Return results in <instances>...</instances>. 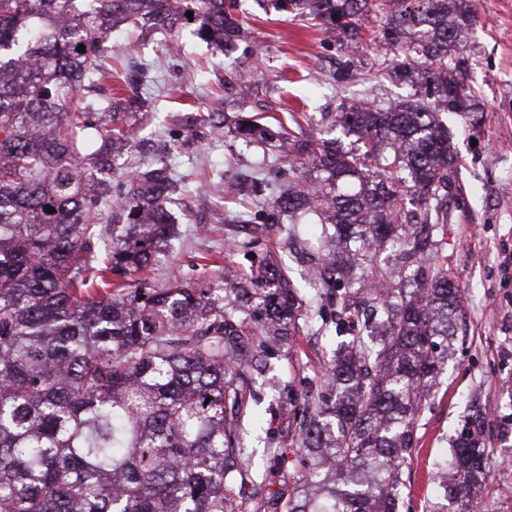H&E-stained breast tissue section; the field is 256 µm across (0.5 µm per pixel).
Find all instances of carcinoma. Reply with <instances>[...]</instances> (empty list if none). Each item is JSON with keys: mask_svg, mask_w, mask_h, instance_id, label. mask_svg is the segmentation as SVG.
Instances as JSON below:
<instances>
[{"mask_svg": "<svg viewBox=\"0 0 512 512\" xmlns=\"http://www.w3.org/2000/svg\"><path fill=\"white\" fill-rule=\"evenodd\" d=\"M271 2L355 45L382 19L376 74L421 68L430 86L425 99H354L338 137L275 155L292 184L274 202L289 243L297 225L319 228L321 247L298 252L307 306L272 261L228 288L121 280L166 249L175 185L163 161L116 169L129 116L98 95L93 57L118 20L166 32L193 19L205 41L232 44L247 30L240 0H0V512H239L246 386L300 319L334 345L332 394L296 420L294 452L311 465L281 512H397L462 308L445 255L460 160L440 115L476 96L463 56L476 0ZM261 119L234 120L236 136L272 140ZM117 174L119 235L92 224ZM240 223L249 248L270 229ZM485 421L473 411L437 462L436 495L459 512L489 475Z\"/></svg>", "mask_w": 512, "mask_h": 512, "instance_id": "cac0c4a2", "label": "carcinoma"}]
</instances>
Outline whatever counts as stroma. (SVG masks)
I'll return each mask as SVG.
<instances>
[{
  "mask_svg": "<svg viewBox=\"0 0 512 512\" xmlns=\"http://www.w3.org/2000/svg\"><path fill=\"white\" fill-rule=\"evenodd\" d=\"M242 3L250 30L228 53L207 47L190 25L150 36L121 25L105 43L100 65L113 76L132 62L149 69L140 93L151 107L134 124L129 167L163 160L185 177L169 204L176 217L172 248L151 267L132 272V285L232 281L261 256L260 249L246 248L240 225L225 223V213L238 207L225 199L224 185L257 170L263 149L213 124L217 112L272 114L281 118L284 131L302 137L310 128L293 123L290 113H336L353 95L403 100L424 81L420 71L409 82L390 75L376 79L375 56L365 49L354 58L353 77L338 80L343 49L337 41L309 23L265 9L262 0ZM466 54L478 112L472 119L451 120L463 163V202L447 226L448 267L463 290L462 317L456 355L417 420V447L401 475L400 512H431L438 502L435 463L448 453L476 402L486 409L484 440L491 455L474 510L512 512V0H480ZM228 76L243 86V94L225 88ZM330 357L325 339L305 328L290 337L287 352L272 358L271 375L252 380L244 407L256 427L246 440V512H275L300 479L304 462L292 455L268 460L264 443L271 438L292 447L298 400ZM276 381L291 384L293 395L274 391ZM441 505L444 512L457 510L451 501Z\"/></svg>",
  "mask_w": 512,
  "mask_h": 512,
  "instance_id": "35a3bbf8",
  "label": "stroma"
}]
</instances>
